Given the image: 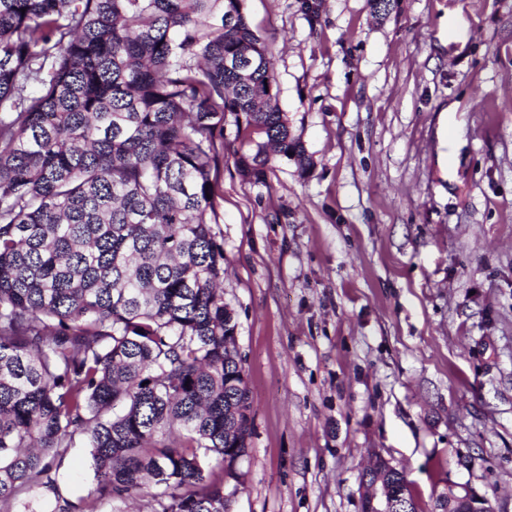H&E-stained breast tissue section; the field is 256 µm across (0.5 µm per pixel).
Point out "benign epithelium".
I'll return each instance as SVG.
<instances>
[{"instance_id": "obj_1", "label": "benign epithelium", "mask_w": 512, "mask_h": 512, "mask_svg": "<svg viewBox=\"0 0 512 512\" xmlns=\"http://www.w3.org/2000/svg\"><path fill=\"white\" fill-rule=\"evenodd\" d=\"M408 486L405 475L395 472L384 456L376 453L362 474V512H412L407 499L398 492V486ZM445 512H490L487 501L466 485L450 484L441 493Z\"/></svg>"}]
</instances>
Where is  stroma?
Returning <instances> with one entry per match:
<instances>
[{
	"mask_svg": "<svg viewBox=\"0 0 512 512\" xmlns=\"http://www.w3.org/2000/svg\"><path fill=\"white\" fill-rule=\"evenodd\" d=\"M312 165L240 175L224 123V302L252 402L232 512H361L378 453L422 512H512V0H247ZM445 512H490L487 501L473 492L467 485L449 484L440 492Z\"/></svg>",
	"mask_w": 512,
	"mask_h": 512,
	"instance_id": "35a3bbf8",
	"label": "stroma"
}]
</instances>
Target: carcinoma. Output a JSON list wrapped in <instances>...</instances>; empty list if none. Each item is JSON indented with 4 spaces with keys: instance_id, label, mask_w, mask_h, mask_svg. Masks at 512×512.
I'll return each instance as SVG.
<instances>
[{
    "instance_id": "cac0c4a2",
    "label": "carcinoma",
    "mask_w": 512,
    "mask_h": 512,
    "mask_svg": "<svg viewBox=\"0 0 512 512\" xmlns=\"http://www.w3.org/2000/svg\"><path fill=\"white\" fill-rule=\"evenodd\" d=\"M276 86L246 0H0V512H231L251 401L213 225L226 115L242 176L311 165ZM59 479L67 490L78 495H85L91 483L92 473L89 467V449L77 445L59 469Z\"/></svg>"
}]
</instances>
